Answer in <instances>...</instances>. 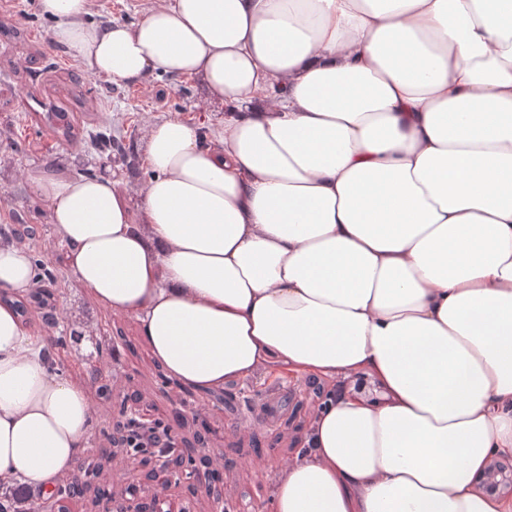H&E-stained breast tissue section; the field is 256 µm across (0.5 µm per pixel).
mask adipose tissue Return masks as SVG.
<instances>
[{
    "mask_svg": "<svg viewBox=\"0 0 512 512\" xmlns=\"http://www.w3.org/2000/svg\"><path fill=\"white\" fill-rule=\"evenodd\" d=\"M95 76L188 75L209 145L144 134L140 214L103 175L30 172L76 280L155 362L220 389L259 370L349 381L271 512H512L477 491L512 452V0H156L134 25L39 0ZM0 239V289L29 287ZM0 304V485L72 471L91 409Z\"/></svg>",
    "mask_w": 512,
    "mask_h": 512,
    "instance_id": "adipose-tissue-1",
    "label": "adipose tissue"
}]
</instances>
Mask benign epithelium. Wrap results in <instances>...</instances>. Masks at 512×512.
I'll use <instances>...</instances> for the list:
<instances>
[{"label": "benign epithelium", "instance_id": "7a95c632", "mask_svg": "<svg viewBox=\"0 0 512 512\" xmlns=\"http://www.w3.org/2000/svg\"><path fill=\"white\" fill-rule=\"evenodd\" d=\"M112 430V460L131 456L138 461L139 470L129 473L119 497L101 496L99 512H193L186 505H170L165 490L173 485L185 487L191 496L203 487L211 503L209 512H230L231 507L224 503V492L216 489L224 483V471L187 452L191 444L179 438L173 425L147 408L142 398L129 396L121 400L118 412L112 414ZM146 480L164 493L142 494L141 486ZM477 489L512 501V453L491 457Z\"/></svg>", "mask_w": 512, "mask_h": 512}]
</instances>
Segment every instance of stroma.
Returning <instances> with one entry per match:
<instances>
[{"label":"stroma","mask_w":512,"mask_h":512,"mask_svg":"<svg viewBox=\"0 0 512 512\" xmlns=\"http://www.w3.org/2000/svg\"><path fill=\"white\" fill-rule=\"evenodd\" d=\"M154 2L90 0L89 19L97 24L136 23ZM54 26L41 12L39 0H11L10 7L0 11V225L25 224L38 231L37 239L24 241L22 248L52 273L43 285L59 296L58 321L82 331L62 370L86 390L92 406L89 443L104 448L108 442L103 431L122 396L142 394L163 415L170 413L172 398L160 390L161 368L136 320L104 308L76 282L52 214L28 175L34 170L69 177L106 175L126 193L131 208L139 209L140 188L151 175L148 163L139 157L147 127L176 116L209 135L223 128L224 107L206 101L192 77L152 74L137 83H114L93 76L53 43ZM51 102L73 113L79 148L62 143L39 120V112ZM106 120L127 155L138 156L137 167L95 146ZM91 362L111 373L109 393L86 377ZM223 392L220 398L202 390L190 397L192 406L203 408V421H185L180 432L189 437L207 425L206 454L232 464L224 478L225 502L236 512H259L279 476L306 450L308 429L320 409L312 402L304 376L262 371L225 383Z\"/></svg>","instance_id":"1"}]
</instances>
